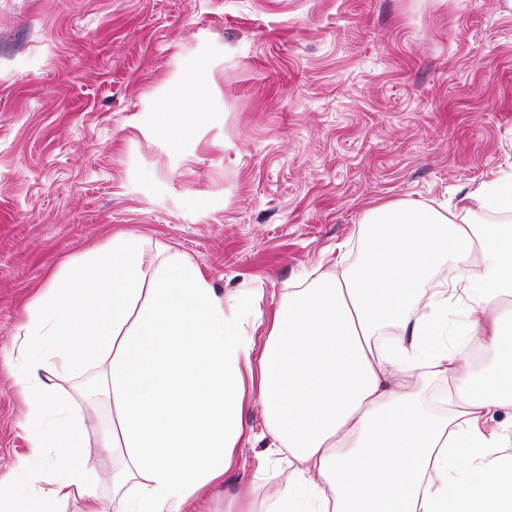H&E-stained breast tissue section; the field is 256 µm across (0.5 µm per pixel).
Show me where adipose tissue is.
Instances as JSON below:
<instances>
[{"mask_svg":"<svg viewBox=\"0 0 512 512\" xmlns=\"http://www.w3.org/2000/svg\"><path fill=\"white\" fill-rule=\"evenodd\" d=\"M512 214V175L460 206L403 201L364 212L362 257L312 270L309 287L264 314L262 291L219 297L200 269L118 235L51 275L13 336L33 454L0 512H196L236 464L245 399L261 405L273 467L296 465L266 512H512V224H473V207ZM453 276L422 288L438 264ZM265 325L267 340L254 333ZM99 367L117 421L112 508L77 455L83 412L54 383ZM445 379V412L423 399Z\"/></svg>","mask_w":512,"mask_h":512,"instance_id":"adipose-tissue-1","label":"adipose tissue"}]
</instances>
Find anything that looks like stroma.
<instances>
[{"mask_svg": "<svg viewBox=\"0 0 512 512\" xmlns=\"http://www.w3.org/2000/svg\"><path fill=\"white\" fill-rule=\"evenodd\" d=\"M512 173V14L498 0H0V483L35 467L11 361L19 310L89 243L142 237L264 311L355 241L364 211L457 203ZM60 382L96 446L112 408ZM202 505L254 486L260 405Z\"/></svg>", "mask_w": 512, "mask_h": 512, "instance_id": "obj_1", "label": "stroma"}]
</instances>
